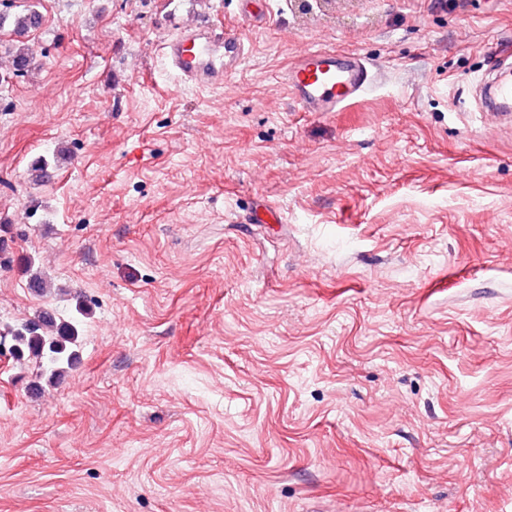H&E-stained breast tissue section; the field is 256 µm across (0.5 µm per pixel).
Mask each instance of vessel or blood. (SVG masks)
Here are the masks:
<instances>
[{"label": "vessel or blood", "instance_id": "vessel-or-blood-1", "mask_svg": "<svg viewBox=\"0 0 512 512\" xmlns=\"http://www.w3.org/2000/svg\"><path fill=\"white\" fill-rule=\"evenodd\" d=\"M163 49L169 66L183 82L201 87L223 84L240 61L245 44L227 30L184 26L166 40ZM491 100L512 103V63L498 62L493 72ZM372 83L370 72L357 55L313 50L288 69L285 84L291 99L306 112H338L350 107Z\"/></svg>", "mask_w": 512, "mask_h": 512}]
</instances>
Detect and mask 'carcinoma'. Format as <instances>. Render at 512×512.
<instances>
[{
  "label": "carcinoma",
  "instance_id": "carcinoma-1",
  "mask_svg": "<svg viewBox=\"0 0 512 512\" xmlns=\"http://www.w3.org/2000/svg\"><path fill=\"white\" fill-rule=\"evenodd\" d=\"M42 14L38 4L31 3L14 13L12 25L16 34L21 35L41 25ZM4 54L10 60L14 71L22 73L32 64V53L23 44H10ZM29 272V288L38 294L53 290L46 275L32 268ZM89 308L77 303L67 318L56 316L49 309L41 310L33 319L15 325H7L0 331V337H10L12 361L23 365L33 363L37 367L29 389L40 393L45 387L59 382L68 370L79 363L84 319Z\"/></svg>",
  "mask_w": 512,
  "mask_h": 512
}]
</instances>
